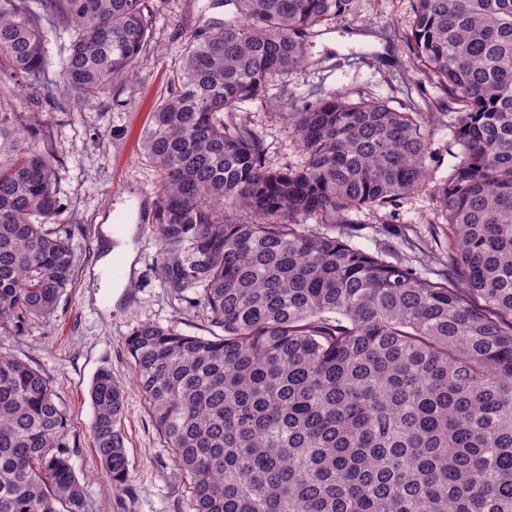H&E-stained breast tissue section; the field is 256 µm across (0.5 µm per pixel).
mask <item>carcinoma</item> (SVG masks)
<instances>
[{"instance_id":"cac0c4a2","label":"carcinoma","mask_w":512,"mask_h":512,"mask_svg":"<svg viewBox=\"0 0 512 512\" xmlns=\"http://www.w3.org/2000/svg\"><path fill=\"white\" fill-rule=\"evenodd\" d=\"M353 0H225L189 38L142 150L161 173L155 269L177 300L201 290L214 338L157 322L126 339L136 382L189 479L194 512H512V0H415V57L460 104L440 189L450 279L370 254L328 223L427 178L415 112L331 92L289 113L304 155L273 169L233 121L306 62L307 39ZM151 0H0V83L96 95L133 77ZM0 329L47 317L72 281L51 157L0 95ZM241 217L227 218L226 212ZM124 386L94 375L92 447L128 476ZM51 382L0 354V512H86Z\"/></svg>"}]
</instances>
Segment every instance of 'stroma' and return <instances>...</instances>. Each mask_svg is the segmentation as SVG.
<instances>
[{
    "label": "stroma",
    "instance_id": "35a3bbf8",
    "mask_svg": "<svg viewBox=\"0 0 512 512\" xmlns=\"http://www.w3.org/2000/svg\"><path fill=\"white\" fill-rule=\"evenodd\" d=\"M155 22L132 79L96 97L60 94L54 84L57 47L49 49L47 79L25 86L10 100L17 129L55 167L54 189L63 205L54 226L70 231L78 254L73 278L53 314L21 330L0 331V352L38 369L51 382L68 421V453L84 487L88 512H192L187 479L172 463L134 378L126 338L137 323L153 321L195 336L215 329L198 303L174 300L154 269L159 243L153 214L161 177L140 153L152 112L179 65L181 45L206 25L224 21V0H153ZM413 0H354L351 11L324 21L310 39L305 64L276 77L262 99L245 103L236 117L263 138L272 167H295L302 153L285 112L302 109L328 92L350 100L380 99L418 111L429 136L428 178L397 205L352 210L327 224L303 217L306 229L330 233L350 245L412 265L422 275L448 274V222L439 189L459 151L458 104L437 79L416 66L409 34ZM123 248L112 263L111 287L94 275L105 242ZM110 369L125 386L122 427L129 473L112 489L94 453L89 389L95 373Z\"/></svg>",
    "mask_w": 512,
    "mask_h": 512
}]
</instances>
